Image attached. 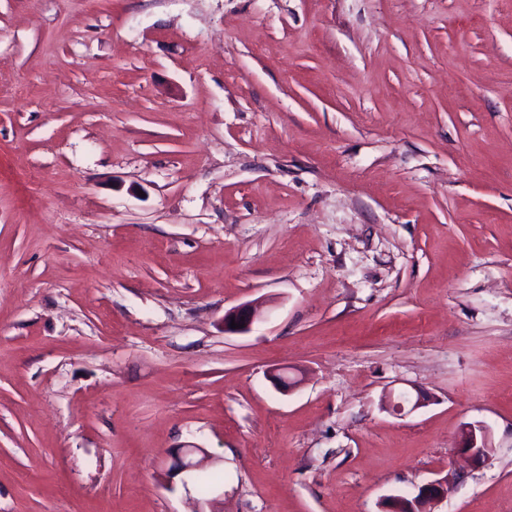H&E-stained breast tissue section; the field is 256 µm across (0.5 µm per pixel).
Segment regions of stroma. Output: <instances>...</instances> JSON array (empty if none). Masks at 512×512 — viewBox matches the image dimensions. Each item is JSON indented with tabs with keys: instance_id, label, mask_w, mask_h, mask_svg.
Here are the masks:
<instances>
[{
	"instance_id": "obj_1",
	"label": "stroma",
	"mask_w": 512,
	"mask_h": 512,
	"mask_svg": "<svg viewBox=\"0 0 512 512\" xmlns=\"http://www.w3.org/2000/svg\"><path fill=\"white\" fill-rule=\"evenodd\" d=\"M188 446L512 512V0H0V512H203ZM241 317H244V321H241ZM258 310L256 307L248 304H244L238 307H234L224 314V330L228 333L238 334L247 333L251 331L252 326L259 321ZM231 320H235L237 324H244L242 328H231ZM401 393L403 395L399 394L397 396H394V394H391L389 396L387 401L388 409L394 412L401 413L405 410V407L407 406L409 407V411H414L419 407L423 406L427 401L426 395L421 392H417L415 396L408 391H404ZM489 435L485 428H476L473 425H465L462 429L461 445L458 448L463 454L472 459L480 460L487 456L491 450Z\"/></svg>"
}]
</instances>
